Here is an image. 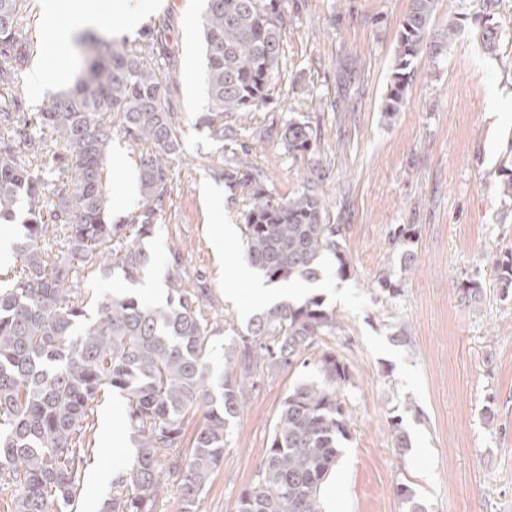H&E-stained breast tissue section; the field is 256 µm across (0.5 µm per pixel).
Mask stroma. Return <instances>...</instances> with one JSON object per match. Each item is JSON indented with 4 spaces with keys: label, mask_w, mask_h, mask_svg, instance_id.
Instances as JSON below:
<instances>
[{
    "label": "stroma",
    "mask_w": 512,
    "mask_h": 512,
    "mask_svg": "<svg viewBox=\"0 0 512 512\" xmlns=\"http://www.w3.org/2000/svg\"><path fill=\"white\" fill-rule=\"evenodd\" d=\"M411 0H282L286 58L277 94L253 112L252 137L270 123L292 119L320 130V189L331 223L342 227L348 260L338 273L334 256L313 294L336 311L343 329L322 338L299 369L257 370L242 413L233 424L224 463L200 497L198 512H234L254 486L279 406L292 385L312 376L324 353L350 366L345 387L348 439L322 499L336 512H407L396 494L408 485L426 512H512V297L503 298L495 264L512 251V207L498 195V171L512 157V0L496 16L503 37L484 52L463 24L439 57L422 54L399 112L384 111L396 64L400 24ZM98 35L111 34L124 10L141 9L143 26L170 20L167 40L178 48L169 93L180 127L181 153L172 162L169 203L147 243L157 256L150 275L187 278L207 291L217 340L227 321L246 325L253 308L228 299L227 271L242 264L238 249L248 199L221 195L224 152L208 142L196 117L206 103L201 19L204 0H95ZM124 167L111 168L107 194L113 223H126L140 196H127L137 147L124 135ZM253 165L279 194L296 191L308 174L307 157L291 158L279 141L252 154ZM411 224L407 246H396L398 225ZM227 233L223 255L212 241ZM415 259L404 265V250ZM382 274L397 295L374 288ZM478 280V300L460 283ZM405 342L395 339L399 330ZM116 405L99 410L98 452L77 512H97L108 491L95 473L124 458L126 449L104 434ZM409 434L394 446L393 420Z\"/></svg>",
    "instance_id": "35a3bbf8"
}]
</instances>
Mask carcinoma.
Here are the masks:
<instances>
[{
  "instance_id": "cac0c4a2",
  "label": "carcinoma",
  "mask_w": 512,
  "mask_h": 512,
  "mask_svg": "<svg viewBox=\"0 0 512 512\" xmlns=\"http://www.w3.org/2000/svg\"><path fill=\"white\" fill-rule=\"evenodd\" d=\"M29 0H0V221L24 205L22 266L0 272V512H75L94 455L98 407L124 401L135 452L117 470L99 512H158L178 485L182 512L195 504L224 462L231 428L245 403L243 382L257 367L286 369L320 336L340 330L336 312L314 295L254 315L216 366V331L203 310L202 288L168 280L165 302L122 292L89 293L77 274L98 280L119 274L137 282L154 266L144 245L168 202L171 161L181 153L179 125L167 94L176 50L161 18L143 38L118 47L94 33L77 43L87 72L40 112H19L18 85L37 50L27 18ZM474 32L487 52L502 38L491 25L498 0H479ZM435 0H411L401 24L397 63L384 112L393 115L423 52L445 43L428 39ZM280 0H207L202 19L207 91L196 117L224 150V186L252 205L241 228L244 262L270 283L315 284L332 254L338 273L348 261L341 225L329 222L319 190V160L311 176L284 197L251 165L239 114L276 93L285 58ZM51 131L52 137L43 135ZM143 146L138 153L142 202L125 224L108 216L107 162L113 131ZM287 153L312 152L308 122L287 120ZM498 193L512 201V165L499 169ZM503 299L512 289V252L496 261ZM319 377L299 379L282 400L256 484L235 512H322L326 480L348 439L342 389L349 366L328 355ZM199 422L185 437L186 422Z\"/></svg>"
}]
</instances>
